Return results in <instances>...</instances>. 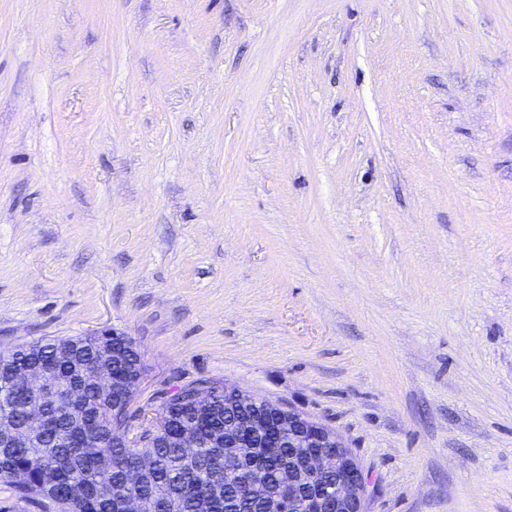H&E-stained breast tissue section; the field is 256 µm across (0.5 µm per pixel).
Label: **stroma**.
<instances>
[{
    "label": "stroma",
    "instance_id": "1",
    "mask_svg": "<svg viewBox=\"0 0 512 512\" xmlns=\"http://www.w3.org/2000/svg\"><path fill=\"white\" fill-rule=\"evenodd\" d=\"M103 327L512 512V0H0V348Z\"/></svg>",
    "mask_w": 512,
    "mask_h": 512
}]
</instances>
